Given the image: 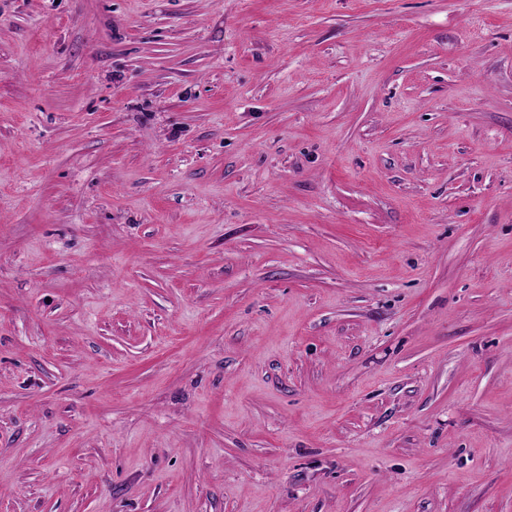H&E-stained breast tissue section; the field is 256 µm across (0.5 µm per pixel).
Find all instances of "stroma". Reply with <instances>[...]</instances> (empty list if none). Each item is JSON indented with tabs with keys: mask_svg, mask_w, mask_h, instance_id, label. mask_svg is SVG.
I'll return each mask as SVG.
<instances>
[{
	"mask_svg": "<svg viewBox=\"0 0 512 512\" xmlns=\"http://www.w3.org/2000/svg\"><path fill=\"white\" fill-rule=\"evenodd\" d=\"M0 512H512V0H0Z\"/></svg>",
	"mask_w": 512,
	"mask_h": 512,
	"instance_id": "stroma-1",
	"label": "stroma"
}]
</instances>
